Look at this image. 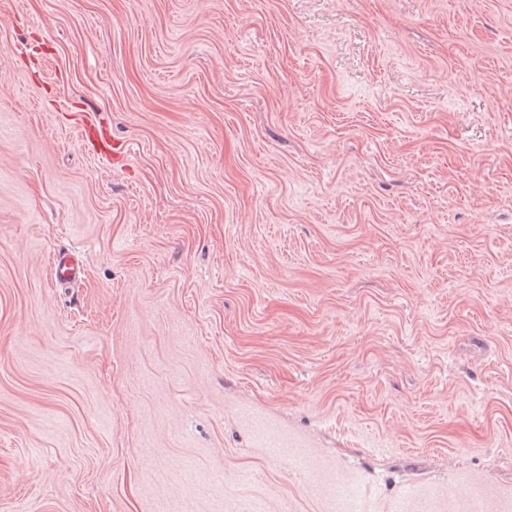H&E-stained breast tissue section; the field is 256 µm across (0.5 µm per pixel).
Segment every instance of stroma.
<instances>
[{"instance_id":"obj_1","label":"stroma","mask_w":512,"mask_h":512,"mask_svg":"<svg viewBox=\"0 0 512 512\" xmlns=\"http://www.w3.org/2000/svg\"><path fill=\"white\" fill-rule=\"evenodd\" d=\"M233 500L512 512V0H0V512ZM82 145L96 155L112 158V166H125L129 147L126 142L112 136L111 130L96 121L79 126ZM50 271L53 282L65 286L78 283L84 274L81 259L72 253L53 254Z\"/></svg>"}]
</instances>
